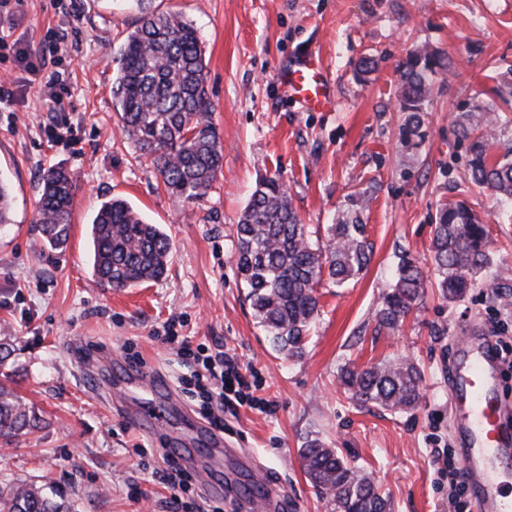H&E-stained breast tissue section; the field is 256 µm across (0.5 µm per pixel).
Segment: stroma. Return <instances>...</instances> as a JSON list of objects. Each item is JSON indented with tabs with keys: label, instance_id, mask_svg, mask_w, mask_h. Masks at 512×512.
Wrapping results in <instances>:
<instances>
[{
	"label": "stroma",
	"instance_id": "35a3bbf8",
	"mask_svg": "<svg viewBox=\"0 0 512 512\" xmlns=\"http://www.w3.org/2000/svg\"><path fill=\"white\" fill-rule=\"evenodd\" d=\"M152 8L193 23L205 52L224 160L193 204L164 189L120 129L111 88L139 18L134 0H25L0 10L10 41L40 49L50 36L64 40L60 60L35 74L0 54V77L17 81L11 110L0 112V177L14 196L13 224L0 234V337L14 348L7 386L45 419L42 429L0 444V481L56 485L76 512H175L162 475L180 421L159 440L121 418L123 407L150 399L148 390L126 386L113 407L102 397L130 345L154 379L176 389L183 367L161 340L174 319L210 353L258 371L273 410L243 406L227 415L224 445L244 450L277 483V512H331L301 466L298 450L309 438L368 473L392 512H446L448 483L432 452L460 448L449 390L457 340L499 322L512 338V303L483 288L451 303L430 287L397 329L378 327L374 311L399 256L431 265L437 212L460 200L486 222L495 254L488 276L512 279V223L501 222L489 192L469 184L459 135L460 121L489 103L494 78L512 81V0H152ZM423 47L446 55L452 71L436 78L420 134L410 139L399 76ZM306 51L319 54L331 77L334 110L303 111L277 87L278 69ZM368 58L376 65L365 74ZM52 73L71 91L59 112L39 91ZM57 165L74 174L77 191L69 240L50 250L34 221L40 176ZM266 176L280 179L319 240L351 196L369 199L361 218L370 263L345 286L322 279L320 315L295 360L278 354L258 326L233 261L238 218ZM113 197L171 235L160 280L112 291L94 283L86 226ZM388 359L421 368L417 409L364 406L341 387L346 363ZM143 448L153 459L141 460ZM224 481V512H250L249 475L232 454Z\"/></svg>",
	"mask_w": 512,
	"mask_h": 512
}]
</instances>
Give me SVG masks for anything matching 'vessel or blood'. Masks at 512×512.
Wrapping results in <instances>:
<instances>
[{
  "label": "vessel or blood",
  "mask_w": 512,
  "mask_h": 512,
  "mask_svg": "<svg viewBox=\"0 0 512 512\" xmlns=\"http://www.w3.org/2000/svg\"><path fill=\"white\" fill-rule=\"evenodd\" d=\"M282 94L307 111L334 109L333 85L316 53L298 56L277 73ZM500 361L489 336H465L458 346V358L452 373L453 406L456 421L463 426L467 446L463 450V469L474 487V512H512V497L503 496L502 484L512 476V437L505 424L512 419V405L498 392ZM175 395L150 406L128 412L131 421L152 418L157 433H166ZM188 426L202 438L203 446L214 461L210 470L197 471L204 486L217 482L221 474L224 439L209 431L200 421L188 419Z\"/></svg>",
  "instance_id": "vessel-or-blood-1"
}]
</instances>
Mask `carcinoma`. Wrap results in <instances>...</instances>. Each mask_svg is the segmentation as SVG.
Returning a JSON list of instances; mask_svg holds the SVG:
<instances>
[{"label":"carcinoma","instance_id":"cac0c4a2","mask_svg":"<svg viewBox=\"0 0 512 512\" xmlns=\"http://www.w3.org/2000/svg\"><path fill=\"white\" fill-rule=\"evenodd\" d=\"M140 17L127 36L112 83L123 130L141 156L150 160L164 187L193 203L203 198L223 165V144L210 120L206 65L197 28L178 14H159L151 0H137ZM451 70L435 51L409 55L401 70L399 99L407 113L406 136H418L421 112L431 97L434 77ZM474 123L460 124L468 142L466 165L471 183L491 192L501 212L512 219V146L497 153L503 115L493 104L480 109ZM43 190L35 223L45 246L63 247L70 236L75 192L73 174L63 166L42 173ZM354 209L328 225L326 244L316 245L275 177L262 178L235 227L234 260L247 299L274 349L302 358L312 324L319 315L316 287L323 277L341 286L365 270L371 259L366 225ZM10 194L0 181V228L10 224ZM90 236L95 282L122 290L158 280L172 253L171 236L146 222L124 199L97 208ZM437 288L446 301H462L473 288L499 297L512 293L509 278L485 279L493 263L489 233L481 217L459 201L439 211L432 237ZM429 275L407 255L400 257L394 283L376 309L378 326L396 329L422 298ZM340 381L362 405L396 410L421 400L422 374L411 362L382 361L363 368L344 366ZM45 423L5 385L0 386V440L16 441ZM303 469L329 499L331 512H391V502L368 476L349 466L338 452L316 439L300 449ZM0 512H72L58 489L26 484L0 485Z\"/></svg>","mask_w":512,"mask_h":512}]
</instances>
